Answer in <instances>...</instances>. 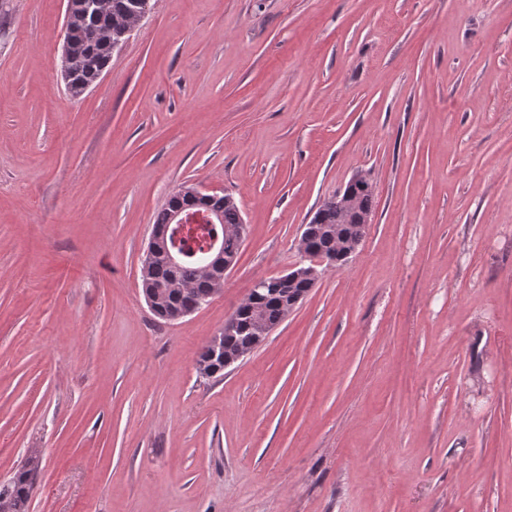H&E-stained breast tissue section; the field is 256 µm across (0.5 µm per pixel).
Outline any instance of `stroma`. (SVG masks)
I'll list each match as a JSON object with an SVG mask.
<instances>
[{
    "instance_id": "35a3bbf8",
    "label": "stroma",
    "mask_w": 512,
    "mask_h": 512,
    "mask_svg": "<svg viewBox=\"0 0 512 512\" xmlns=\"http://www.w3.org/2000/svg\"><path fill=\"white\" fill-rule=\"evenodd\" d=\"M67 0L0 5V484L28 512H512V0H151L99 81ZM350 261L218 378L198 353L350 179ZM192 185L246 233L168 321ZM184 187L176 191L157 213L151 239L143 258V265H150L146 274L141 269V281L143 293L147 290H164L168 295L163 304L159 307L168 315H172L178 310L190 309L200 303L203 305L207 300L204 297L210 295L216 289H220L222 283L215 280L214 276L207 271L216 272L221 278L224 274L234 267V262L229 258L237 260L239 250L242 244V237L234 233V229L243 224L241 211L237 203L230 195L204 194L198 201L190 202L187 199V193H182ZM176 209H182L183 214L187 215L190 210L206 212L210 210L219 213L222 221L216 224L208 214L204 221L195 214L192 215V223L186 224L183 229V235L188 240V244L196 247V244L208 238V229L211 233L212 242L206 249L199 247L198 251L192 250L186 243L182 234V224L185 218L173 219V213ZM169 228L167 243L174 251L181 256V264L173 267L167 260L166 253L163 250L165 244L166 232L162 227ZM216 230V233L215 231ZM219 245L223 248L213 247ZM211 248V254L207 258L205 269L202 266V259L206 251ZM160 250V251H159ZM159 253L157 254V252ZM224 254L227 256H224ZM157 255V256H156ZM156 256V257H155ZM229 257V258H228ZM155 258V259H154ZM24 467L14 474L7 485L0 488V501H6L9 512H27L30 493L33 488L34 472H32V469L24 470ZM30 473L32 480L29 476Z\"/></svg>"
}]
</instances>
